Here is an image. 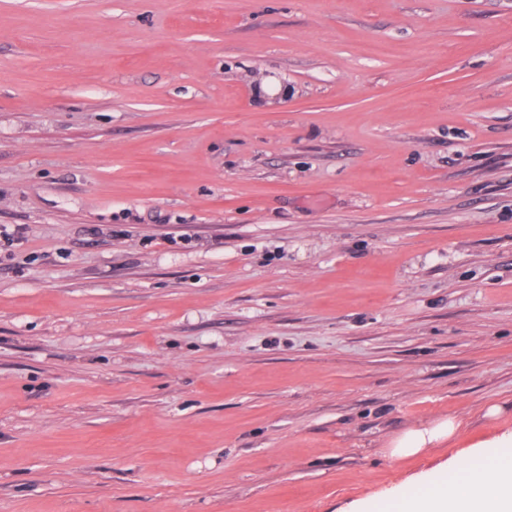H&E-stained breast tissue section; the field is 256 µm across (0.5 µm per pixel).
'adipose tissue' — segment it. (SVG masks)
<instances>
[{
	"label": "adipose tissue",
	"mask_w": 512,
	"mask_h": 512,
	"mask_svg": "<svg viewBox=\"0 0 512 512\" xmlns=\"http://www.w3.org/2000/svg\"><path fill=\"white\" fill-rule=\"evenodd\" d=\"M452 420L413 428L391 444L392 457L415 456L452 436ZM393 512H512V430L474 445L447 473L403 486Z\"/></svg>",
	"instance_id": "ef3b65f1"
}]
</instances>
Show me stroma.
Masks as SVG:
<instances>
[{
	"label": "stroma",
	"instance_id": "35a3bbf8",
	"mask_svg": "<svg viewBox=\"0 0 512 512\" xmlns=\"http://www.w3.org/2000/svg\"><path fill=\"white\" fill-rule=\"evenodd\" d=\"M511 429L512 0H0V512H351ZM455 429V423L451 419L410 429L393 440L389 447L390 455L398 459L418 455L427 448L448 440Z\"/></svg>",
	"mask_w": 512,
	"mask_h": 512
}]
</instances>
